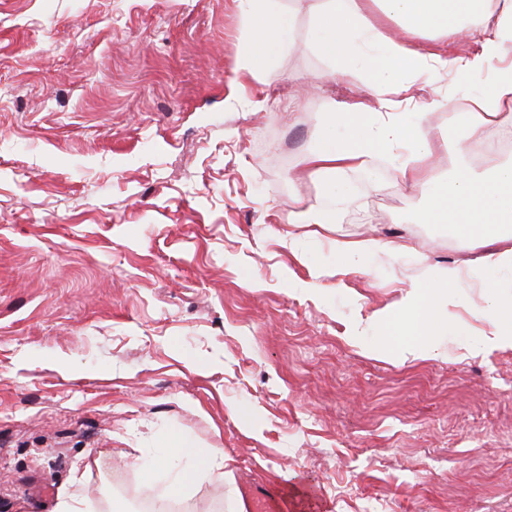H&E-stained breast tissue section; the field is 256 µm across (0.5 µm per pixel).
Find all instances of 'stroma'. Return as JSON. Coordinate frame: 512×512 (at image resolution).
<instances>
[{
	"mask_svg": "<svg viewBox=\"0 0 512 512\" xmlns=\"http://www.w3.org/2000/svg\"><path fill=\"white\" fill-rule=\"evenodd\" d=\"M294 39L256 80L241 0H0V512L132 505L133 457L179 435L233 458L246 512H288L298 483L323 512H512V348L402 365L352 330L477 248L389 170L349 174L338 226L288 221L320 200L293 177L321 112L375 92L354 69L289 101L326 69L305 12ZM405 81L401 112L464 92ZM367 236L417 257L338 269L333 241ZM498 279L463 288L473 336ZM176 503L230 510L215 478Z\"/></svg>",
	"mask_w": 512,
	"mask_h": 512,
	"instance_id": "1",
	"label": "stroma"
}]
</instances>
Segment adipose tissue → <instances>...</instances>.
Segmentation results:
<instances>
[{"label":"adipose tissue","mask_w":512,"mask_h":512,"mask_svg":"<svg viewBox=\"0 0 512 512\" xmlns=\"http://www.w3.org/2000/svg\"><path fill=\"white\" fill-rule=\"evenodd\" d=\"M315 29L314 46L328 62V77L361 66L377 86L400 87L401 77L412 71L437 75L456 72L460 77L491 73V92L467 91L466 111L451 109L448 97L432 99L415 112H384L367 104L331 103L321 115L322 137L313 142L298 183L313 181L322 202L297 214L301 224H336L351 199L346 177L370 169L373 159L391 161L402 186L427 192L426 218L433 224L454 225L466 239L482 242L477 257L428 270L427 276L407 294L401 313L393 317L359 318L356 329H373L371 345L391 353L398 363L420 354L435 357L443 339L454 338L467 352L503 343L512 344V293L493 290L484 297L476 315L487 326L478 338L458 323L452 313L472 267L512 272V241L502 229L512 228V162L488 170L455 168L446 182L435 183L434 168L448 150L443 137L432 135V113L448 115L449 128L460 133L458 153L512 126V0H307ZM245 43L239 72L256 77L259 65L287 53L295 15L283 0H244L241 13ZM435 38L464 39L481 36L479 54L471 57L420 50L415 42L424 34ZM410 246L405 241L375 238L340 241L336 261L351 270L368 255L399 257ZM223 449L199 450L181 437L162 448H148L135 461L145 473L165 469L167 491L176 497L186 486L213 475L226 481L233 505L242 506L243 493L228 469Z\"/></svg>","instance_id":"1"}]
</instances>
